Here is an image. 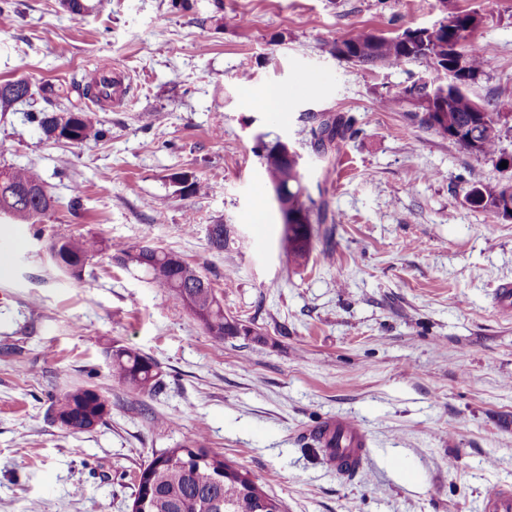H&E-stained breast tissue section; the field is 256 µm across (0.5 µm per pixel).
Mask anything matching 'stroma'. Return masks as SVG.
I'll return each mask as SVG.
<instances>
[{
	"label": "stroma",
	"mask_w": 512,
	"mask_h": 512,
	"mask_svg": "<svg viewBox=\"0 0 512 512\" xmlns=\"http://www.w3.org/2000/svg\"><path fill=\"white\" fill-rule=\"evenodd\" d=\"M11 2L0 83L66 86L117 65L131 90L118 108L79 101L106 131L82 145L47 139L24 106L0 109V169L36 167L59 201L34 224L0 218V512H131L141 464L200 433L285 512H481L491 484H512V305L495 304L512 283V220L465 201L473 185H512V168L379 107L423 66L327 51L352 29L432 27L449 3L479 13L471 91L500 112L511 155L512 0H83L80 15ZM273 87L292 90L284 110L258 104ZM310 110L350 113L360 132L304 159L309 196L340 222L298 265L254 135L304 148ZM181 172L204 191L182 197ZM212 224L230 230L223 251ZM65 234L176 252L261 340L212 339L109 250L72 277L49 254ZM115 346L151 357L160 389L115 380ZM78 386L109 405L85 432L49 412ZM331 416L368 436L354 475L310 435Z\"/></svg>",
	"instance_id": "35a3bbf8"
}]
</instances>
